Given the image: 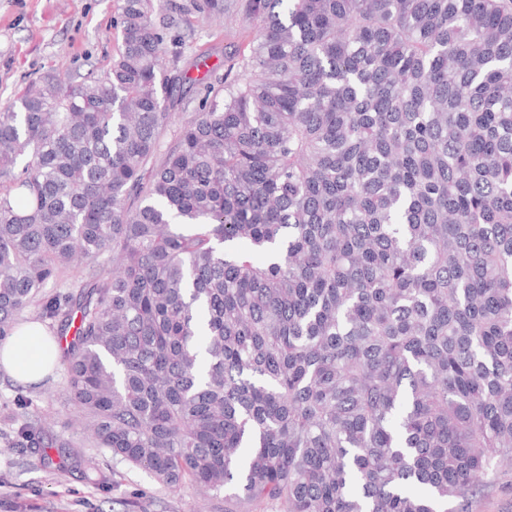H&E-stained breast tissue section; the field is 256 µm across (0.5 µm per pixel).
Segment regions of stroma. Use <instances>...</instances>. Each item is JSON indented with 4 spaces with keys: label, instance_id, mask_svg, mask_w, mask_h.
Segmentation results:
<instances>
[{
    "label": "stroma",
    "instance_id": "1",
    "mask_svg": "<svg viewBox=\"0 0 512 512\" xmlns=\"http://www.w3.org/2000/svg\"><path fill=\"white\" fill-rule=\"evenodd\" d=\"M117 7V0H0V102L15 97L28 80L54 71L79 80L105 69L119 40ZM192 27V54L204 64L189 70L183 89L195 101L198 80L223 84L240 54L249 51L254 31L232 13L215 22L193 19ZM67 382L60 365L32 385L0 370V512H224L223 494L163 485L87 439L74 424ZM20 395L29 400V417L48 420L51 434L68 443L54 467L40 465V449L10 446ZM74 451L95 457L111 473V484H95L73 469ZM470 512H512V471L488 476Z\"/></svg>",
    "mask_w": 512,
    "mask_h": 512
}]
</instances>
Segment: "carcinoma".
Listing matches in <instances>:
<instances>
[{
  "label": "carcinoma",
  "instance_id": "cac0c4a2",
  "mask_svg": "<svg viewBox=\"0 0 512 512\" xmlns=\"http://www.w3.org/2000/svg\"><path fill=\"white\" fill-rule=\"evenodd\" d=\"M229 12L249 55L159 161L181 28ZM115 24L103 73L0 105V338L31 312L91 436L166 486L469 512L512 463V0H118ZM10 446L60 444L23 419Z\"/></svg>",
  "mask_w": 512,
  "mask_h": 512
}]
</instances>
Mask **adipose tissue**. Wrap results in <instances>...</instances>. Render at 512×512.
Returning <instances> with one entry per match:
<instances>
[{
    "instance_id": "adipose-tissue-1",
    "label": "adipose tissue",
    "mask_w": 512,
    "mask_h": 512,
    "mask_svg": "<svg viewBox=\"0 0 512 512\" xmlns=\"http://www.w3.org/2000/svg\"><path fill=\"white\" fill-rule=\"evenodd\" d=\"M51 343L40 326L24 325L0 341V367L22 382H39L52 370L44 355Z\"/></svg>"
}]
</instances>
